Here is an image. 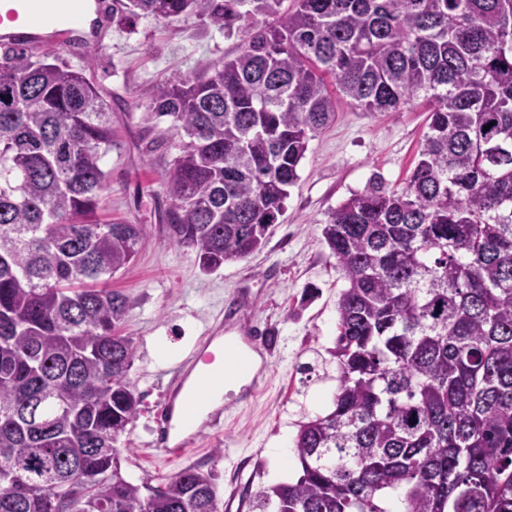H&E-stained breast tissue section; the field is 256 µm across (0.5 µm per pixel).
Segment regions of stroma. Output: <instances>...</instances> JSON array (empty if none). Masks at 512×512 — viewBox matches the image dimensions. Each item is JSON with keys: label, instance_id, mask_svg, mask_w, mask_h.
Masks as SVG:
<instances>
[{"label": "stroma", "instance_id": "35a3bbf8", "mask_svg": "<svg viewBox=\"0 0 512 512\" xmlns=\"http://www.w3.org/2000/svg\"><path fill=\"white\" fill-rule=\"evenodd\" d=\"M238 47L196 18L105 19L100 39L58 47L112 106L113 144L103 167L108 186L97 216L140 224L145 239L136 258L110 286L129 296L121 325L136 356L128 373L142 398L141 413L118 442L120 471L135 483L157 482L187 466L215 475L224 512H247L245 490L288 480L300 469L269 456L284 434L331 411L336 392V303L345 281L323 242L330 209L381 174L403 187L428 131V106L415 99L397 112H367L344 96L336 119L309 143L299 179L289 190L283 221L248 259L202 270L192 249L169 238L161 215L169 201L162 176L175 154L166 123L146 119V93L161 79H179L222 63ZM249 301L243 331L270 330L274 351L254 399L225 414L224 423L178 458L150 453L158 413L168 393L167 371L192 353L235 298Z\"/></svg>", "mask_w": 512, "mask_h": 512}]
</instances>
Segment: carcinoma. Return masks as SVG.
<instances>
[{"label": "carcinoma", "mask_w": 512, "mask_h": 512, "mask_svg": "<svg viewBox=\"0 0 512 512\" xmlns=\"http://www.w3.org/2000/svg\"><path fill=\"white\" fill-rule=\"evenodd\" d=\"M188 16L241 35L147 105L179 136L162 220L205 271L266 245L335 119L326 78L368 112L432 104L405 185L374 175L321 224L346 282L334 409L299 425L297 479L248 508L512 512V0H112L120 20ZM110 152L82 72L3 49L0 512H220L195 466L157 486L118 467L141 396L108 283L144 229L96 219Z\"/></svg>", "instance_id": "1"}]
</instances>
